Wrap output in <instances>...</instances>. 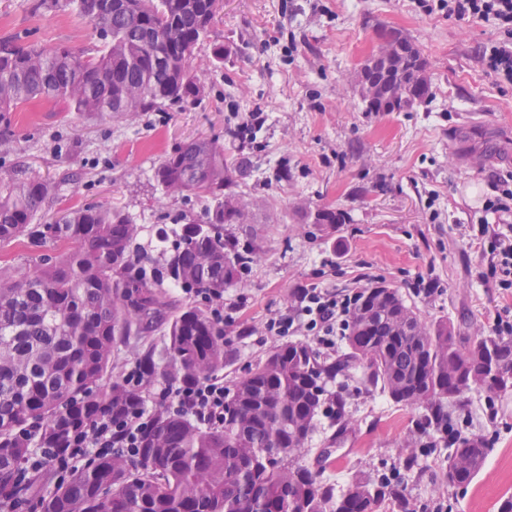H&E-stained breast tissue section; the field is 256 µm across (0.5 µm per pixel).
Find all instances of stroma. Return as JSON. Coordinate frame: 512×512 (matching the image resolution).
<instances>
[{"instance_id":"1","label":"stroma","mask_w":512,"mask_h":512,"mask_svg":"<svg viewBox=\"0 0 512 512\" xmlns=\"http://www.w3.org/2000/svg\"><path fill=\"white\" fill-rule=\"evenodd\" d=\"M420 0H223L209 41L190 69L203 96L160 112L89 116L42 100L0 118V179H64L45 217L72 206L125 211L149 255L169 215L201 214L202 199L157 184L154 171L180 143L207 139L225 156L251 161L239 190L264 224H234L255 241L253 264L225 303L242 308L224 322L233 359L225 384L264 360L283 337L268 332L294 289H398L426 321H448L457 335L478 336L494 317L512 322V292L485 277L477 244L489 171H512V85L487 70L483 52L502 34L494 23H464L425 13ZM33 0H0V38L41 47L98 44L88 19L68 9L33 11ZM401 31L428 62L433 96L409 112H369L354 78L377 51L381 29ZM224 47L214 66L213 45ZM262 107L253 143L231 131L238 115ZM344 212L343 224L308 223L320 209ZM152 350L165 386L170 359L162 332L127 336L112 350V374L133 372ZM348 424L342 436L319 426L311 453L332 448L325 477L338 490L401 468L418 446L421 410L369 391L358 380L342 387ZM465 431L496 444L466 493L452 495L437 456L405 488L408 512L449 504L450 512H498L512 492L498 464L512 457V392L488 405L470 393L459 410Z\"/></svg>"}]
</instances>
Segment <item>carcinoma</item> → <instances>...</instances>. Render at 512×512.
Returning <instances> with one entry per match:
<instances>
[{
	"label": "carcinoma",
	"mask_w": 512,
	"mask_h": 512,
	"mask_svg": "<svg viewBox=\"0 0 512 512\" xmlns=\"http://www.w3.org/2000/svg\"><path fill=\"white\" fill-rule=\"evenodd\" d=\"M71 8L94 25L102 46L51 49L0 38V112L33 99L61 101L71 112H155L192 103L202 87L190 60L209 38L221 0H34L35 12ZM164 64H156L157 59ZM404 85L397 104L366 103L368 112H409L432 95L427 61L417 48L381 62ZM249 158L224 157L205 139L183 143L159 164L156 182L205 199L199 216L181 214L158 230L159 257L150 258L127 232L128 214L110 207H73L51 224L38 216L60 184L41 178L0 182V244L52 246L30 276L0 274V512L26 502L39 512H381L386 502L407 512L404 481L388 475L335 492L306 463L305 443L320 418L345 428L346 401L328 384L360 373L397 404L424 396L416 428L421 452L404 457L407 473L424 453L441 451L454 492L467 490L493 450L492 437L464 434L450 407L472 392L489 401L512 390V334L464 340L448 322L427 323L387 286L360 293L345 345L322 356L304 342L275 347L225 388L224 420L201 427L160 409L143 426L137 452L121 467L97 456L54 482L29 462L37 448L64 437L58 421L76 410L86 423L106 412L137 414L143 390L157 376L143 355L133 381L112 379V348L125 336L166 326L169 357L183 380L224 370L233 352L213 313L176 309L165 287L206 301L224 300L255 261L224 225L236 214L234 189ZM315 224H344L321 209ZM287 449L288 462L277 459Z\"/></svg>",
	"instance_id": "cac0c4a2"
}]
</instances>
